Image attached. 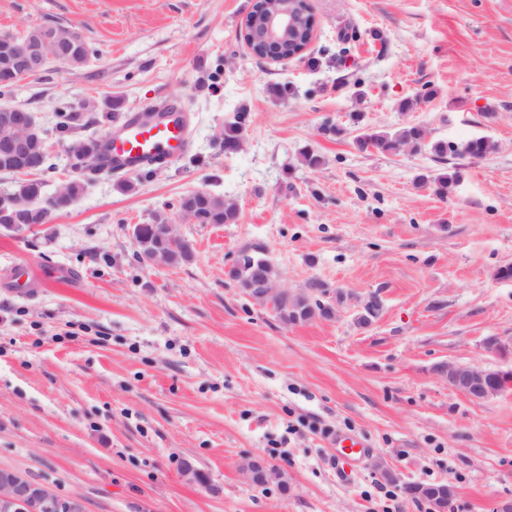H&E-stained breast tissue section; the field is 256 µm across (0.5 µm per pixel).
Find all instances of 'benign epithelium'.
<instances>
[{"instance_id":"obj_1","label":"benign epithelium","mask_w":512,"mask_h":512,"mask_svg":"<svg viewBox=\"0 0 512 512\" xmlns=\"http://www.w3.org/2000/svg\"><path fill=\"white\" fill-rule=\"evenodd\" d=\"M295 10L285 0H279L260 19L250 20L252 29H244L246 44L259 43L264 51L260 57L279 62L283 57L270 51L272 46L291 43L299 35L294 19ZM68 44L51 35L40 41H18L0 37V85L18 83L34 76L51 61L64 63L67 60ZM18 113L13 125L17 134L0 140V158L6 162L24 164L47 151L46 140L41 136L42 128L34 114L14 107ZM278 289L268 284L245 289V294L262 305L273 306L272 299ZM434 374L445 380L448 386L473 401H482L509 389L500 383L489 386L493 370L474 365L441 362L433 366ZM0 512H82L81 502L73 498H60L20 474L0 476Z\"/></svg>"}]
</instances>
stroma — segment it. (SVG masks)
<instances>
[{
    "label": "stroma",
    "mask_w": 512,
    "mask_h": 512,
    "mask_svg": "<svg viewBox=\"0 0 512 512\" xmlns=\"http://www.w3.org/2000/svg\"><path fill=\"white\" fill-rule=\"evenodd\" d=\"M253 3L0 0V34L75 25L90 47L83 67L50 63L0 95L45 132L47 190L72 178L71 145L123 113L174 101L190 126L165 166L100 176L49 223L0 228V267L67 274L0 283V467L85 512H429L404 488L438 482L452 512H494L512 501V390L474 402L432 367L512 370V280L497 277L512 265V0H309L306 56L279 64L244 42ZM62 110L91 122L59 132ZM403 125L493 148L441 161L354 142ZM454 169L440 198L431 179ZM190 191L234 200L237 223H179L195 260L142 263L133 226ZM258 241L280 287L341 291L335 318L283 324L228 280ZM373 294L381 313L359 324ZM340 432L370 446L346 476ZM249 458L274 477L246 479Z\"/></svg>",
    "instance_id": "stroma-1"
}]
</instances>
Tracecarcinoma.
I'll list each match as a JSON object with an SVG mask.
<instances>
[{
	"mask_svg": "<svg viewBox=\"0 0 512 512\" xmlns=\"http://www.w3.org/2000/svg\"><path fill=\"white\" fill-rule=\"evenodd\" d=\"M89 57V46L82 40L70 47V66L80 67ZM59 126L64 131H75L87 126L88 121L77 112L59 113ZM241 117H236L224 127V149H236L241 140ZM427 135L419 126H403L394 132L366 131L356 139L361 151L377 153H396L403 149L417 152L425 147ZM98 139L86 138L81 141L83 149L73 155L74 167L81 175L66 181L53 193L44 190V183L35 179H20L8 191L14 201L36 199L34 206L27 209L33 225L46 224L53 214L62 211L85 194L93 181V176L106 171V168L93 166L91 153L97 148ZM492 148L485 137L472 138L464 142L435 141L430 144L431 151L439 158H481ZM177 215L194 224H234L239 218L235 202L222 196L205 191H196L182 196L178 203ZM170 218L158 214L149 224L139 225L135 234L137 249L152 250L168 257L175 267L191 263L196 255L195 241L189 234L180 242H173L159 232V225L167 224ZM278 270L269 259L262 244H252L242 248L230 265L227 278L244 289L253 280L265 279L271 284L277 283ZM283 304H275L277 317L285 324H298L315 318L330 320L336 315V306L323 305L317 300H310L294 291H282Z\"/></svg>",
	"mask_w": 512,
	"mask_h": 512,
	"instance_id": "obj_1",
	"label": "carcinoma"
}]
</instances>
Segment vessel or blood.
Masks as SVG:
<instances>
[{"instance_id": "1", "label": "vessel or blood", "mask_w": 512, "mask_h": 512, "mask_svg": "<svg viewBox=\"0 0 512 512\" xmlns=\"http://www.w3.org/2000/svg\"><path fill=\"white\" fill-rule=\"evenodd\" d=\"M115 127V134L108 137L112 164L129 172L163 164L188 145V115L178 104L167 105L165 116L157 121L142 120L135 112L125 113ZM365 448L357 436L336 438V458L345 466L357 463Z\"/></svg>"}]
</instances>
